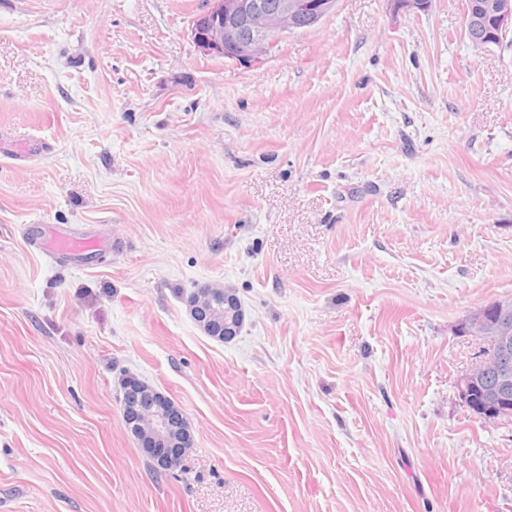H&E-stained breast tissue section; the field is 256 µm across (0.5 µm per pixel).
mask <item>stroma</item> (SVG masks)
<instances>
[{"label":"stroma","instance_id":"stroma-1","mask_svg":"<svg viewBox=\"0 0 512 512\" xmlns=\"http://www.w3.org/2000/svg\"><path fill=\"white\" fill-rule=\"evenodd\" d=\"M464 5L337 0L244 69L192 42L205 0H0V512H512V425L455 388L459 321L512 295V45ZM129 375L184 410L185 477ZM46 247L52 253L77 258L107 249L109 245L94 236L73 235L61 230H51V236L46 241ZM189 314L200 322H205V329L208 324L215 322L224 328V342H231L239 335L245 319V313L241 301L234 295H229L221 288H210L199 286L192 296L185 300ZM211 317L221 318L209 319ZM120 402L122 424L132 435L141 437L145 453L157 458L163 470L179 467L181 458L170 448L177 443L189 446L191 442L188 432L185 442H174L176 424L185 419L182 409L139 379L122 384Z\"/></svg>","mask_w":512,"mask_h":512}]
</instances>
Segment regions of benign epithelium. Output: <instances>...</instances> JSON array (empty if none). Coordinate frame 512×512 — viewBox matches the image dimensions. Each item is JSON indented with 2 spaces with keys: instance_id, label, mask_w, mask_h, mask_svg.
I'll return each instance as SVG.
<instances>
[{
  "instance_id": "7a95c632",
  "label": "benign epithelium",
  "mask_w": 512,
  "mask_h": 512,
  "mask_svg": "<svg viewBox=\"0 0 512 512\" xmlns=\"http://www.w3.org/2000/svg\"><path fill=\"white\" fill-rule=\"evenodd\" d=\"M431 0H394V12L424 11ZM336 8V0H207L191 20L189 34L207 56H228L243 68L263 63L276 39L318 25ZM465 35L483 50L501 44L512 32V0H466ZM190 316L224 328V342L239 335L245 319L241 301L221 288L200 286L185 300ZM460 330L488 342L457 381L458 397L472 414L497 425L512 423V298L497 297L469 312ZM123 426L141 437L146 454L161 467H179L171 453L174 430L184 418L170 398L139 379L121 387Z\"/></svg>"
}]
</instances>
